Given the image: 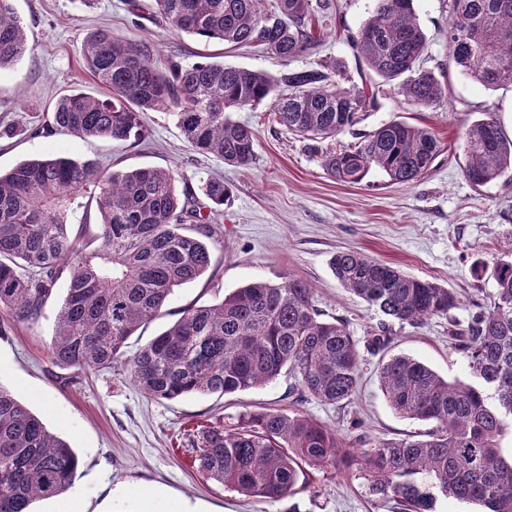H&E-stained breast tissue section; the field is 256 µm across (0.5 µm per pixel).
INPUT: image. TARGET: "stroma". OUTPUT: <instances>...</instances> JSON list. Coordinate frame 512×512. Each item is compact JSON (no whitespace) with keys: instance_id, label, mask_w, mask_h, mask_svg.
Listing matches in <instances>:
<instances>
[{"instance_id":"35a3bbf8","label":"stroma","mask_w":512,"mask_h":512,"mask_svg":"<svg viewBox=\"0 0 512 512\" xmlns=\"http://www.w3.org/2000/svg\"><path fill=\"white\" fill-rule=\"evenodd\" d=\"M127 2L95 0L87 6L81 0H14L27 26L29 50L0 72V170L25 159L66 155L105 166L163 167L173 172L178 188L195 193L208 178L222 179L229 192L220 218L223 242L214 247L209 270L178 289L161 316L130 337L128 353L150 342L190 305L221 301L256 280L281 284L299 279L312 288L325 319L345 323L362 358V377L341 407L299 400L287 374L223 397L190 394L155 401L117 371L86 372L52 363L55 317L67 292L66 281H59L35 324L0 310V385L80 459L73 485L35 501L33 512H394L393 501L370 493L365 468L355 461L308 468L306 484L290 497L242 495L199 472L198 450L190 439L202 425H234L241 415L261 408L303 412L356 448L429 430V423L404 418L389 406L378 369L390 355L404 353L448 380L468 377L455 334L495 292L493 280L477 275L475 265H494L512 250V178L481 187L471 183L464 175V132L490 115L512 138V89H486L456 69L448 58V0H415L428 41L424 66L443 74L449 91L434 106L410 105L393 86L360 70L349 43L373 13L374 0H333L319 48L287 65L339 64L348 87L369 86L374 102L359 131L394 121L432 131L441 152L415 183L392 184L377 171L357 185L332 180L319 155L302 137L281 128L266 102L230 114L256 133L255 157L246 166H230L193 150L164 112L144 115L149 138L139 145L35 135L49 103L60 95L72 89L105 95L81 65L83 42L95 29L109 28L150 44L165 59L192 63L204 53L196 38L173 32L149 14L152 0H142L145 9L137 14ZM342 251L361 252L448 288L457 304L419 326H393L389 347L371 349L381 317L334 276L330 260Z\"/></svg>"}]
</instances>
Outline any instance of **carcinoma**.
I'll return each mask as SVG.
<instances>
[{
  "label": "carcinoma",
  "mask_w": 512,
  "mask_h": 512,
  "mask_svg": "<svg viewBox=\"0 0 512 512\" xmlns=\"http://www.w3.org/2000/svg\"><path fill=\"white\" fill-rule=\"evenodd\" d=\"M178 34L233 47L265 49L283 60L311 54L320 39L312 0H154ZM448 54L487 89L512 87V0H450ZM355 56L374 76L398 85L419 107L440 102L447 86L420 66L427 47L414 0H376L373 15L351 38ZM28 50L13 0H0V70ZM82 62L108 93L74 89L46 112L42 132L82 139L139 143L148 137L142 114L166 111L185 140L228 165L255 156V133L228 112L269 102L276 123L316 142L349 131L374 95L329 82L327 66L275 74L198 61L162 64L157 51L108 29L90 33ZM464 174L477 186L512 174V140L493 118L465 132ZM440 153L427 129L384 124L340 152H325L326 173L347 184L373 170L390 181L421 179ZM87 193L100 217L90 241L70 233L76 196ZM209 211L179 193L168 170L112 169L68 157L27 159L0 173V309L34 324L58 279L67 295L55 324L52 363L84 371L114 368L154 400L234 394L281 374L326 404L348 401L357 389L361 357L344 322L325 320L305 282L256 281L214 304L191 305L151 343L126 357L128 339L160 315L174 290L210 268L220 242L224 182L203 185ZM340 284L374 308L389 326L416 327L448 314L455 296L357 251L330 261ZM493 302L471 315L462 338L467 381H448L407 355L382 364L381 389L399 415L434 424L424 439L380 441L362 455L336 432L295 413L261 410L234 426L200 432L198 467L246 496L279 500L295 493L305 467L336 465L356 456L371 491L405 512H434L437 496L475 503L484 512H512V461L501 440L512 435V259L491 268ZM79 458L10 390L0 385V512H32L38 498L65 492Z\"/></svg>",
  "instance_id": "obj_1"
}]
</instances>
